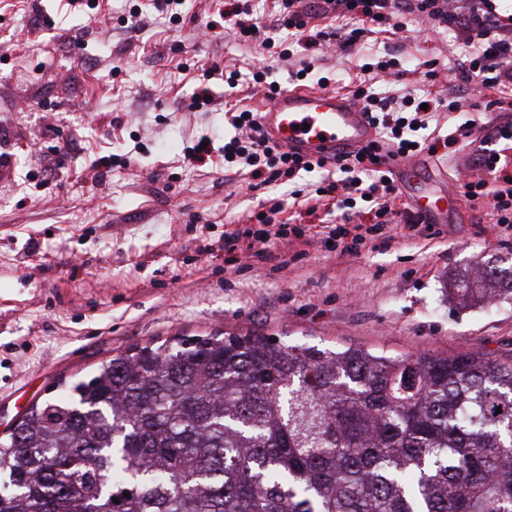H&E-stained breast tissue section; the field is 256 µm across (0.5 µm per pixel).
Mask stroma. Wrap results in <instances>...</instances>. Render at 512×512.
I'll list each match as a JSON object with an SVG mask.
<instances>
[{
  "mask_svg": "<svg viewBox=\"0 0 512 512\" xmlns=\"http://www.w3.org/2000/svg\"><path fill=\"white\" fill-rule=\"evenodd\" d=\"M222 7L182 0L172 15L157 0H0V434L112 356L224 332L512 360V301L463 309L450 293L461 276L512 267V227L489 234L486 203L463 206L430 240L400 228L389 246L356 256L315 241L307 259L277 273L259 261L240 273L225 266V231L278 192L248 189L245 174L224 182L233 134L224 113L265 98L251 77L261 49L238 40L233 18L221 19L218 39L197 36ZM133 10L146 30L122 27ZM276 38L291 53L272 61L285 89L306 63L331 90L387 92L362 66L388 47L407 68L397 92L484 102L448 71L465 54L451 32H369L353 56L309 55L284 30ZM428 60L436 79L425 76ZM215 62L239 71L236 87L206 78ZM203 88L214 103L193 108ZM203 137L211 159L190 163Z\"/></svg>",
  "mask_w": 512,
  "mask_h": 512,
  "instance_id": "35a3bbf8",
  "label": "stroma"
}]
</instances>
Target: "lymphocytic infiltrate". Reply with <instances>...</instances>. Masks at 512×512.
Masks as SVG:
<instances>
[{"instance_id":"obj_1","label":"lymphocytic infiltrate","mask_w":512,"mask_h":512,"mask_svg":"<svg viewBox=\"0 0 512 512\" xmlns=\"http://www.w3.org/2000/svg\"><path fill=\"white\" fill-rule=\"evenodd\" d=\"M279 2V13L268 24L251 19L248 5H233L240 38L268 51L276 46L273 31L285 29L298 36L304 50H333L348 56L359 52L370 25L395 34L406 31L411 21L427 29L457 30L469 48L464 60L454 64L459 77H478L481 90L500 92L488 102L496 109V116L488 122L485 136L474 141L470 150L473 172L460 182L462 195L472 203L489 202L497 223L512 224V155L499 147L503 141L512 143V17L497 15L494 0H318L312 8L304 0ZM328 15L347 20L348 31L319 29L317 19ZM353 96L379 135L340 158L303 159L281 151L262 132L256 111L247 106L231 112L228 122L235 134L224 143L227 171L248 168L257 189L319 172L321 178L313 189H295L291 196L294 202H307V214L318 215L322 247L332 248L340 257L359 254L377 240H390L397 225L432 236L431 224L399 204V188L388 162L425 152L436 154L437 143L421 138V130L427 129L441 110L457 112L463 108L461 101L448 102L438 95L380 97L359 87ZM319 201L324 204L320 210L315 207ZM361 201L370 204V217L357 210ZM310 242L308 225L285 216L283 201L274 198L267 209L225 233L224 252L233 263L249 258L274 259L283 267L302 260L304 247Z\"/></svg>"}]
</instances>
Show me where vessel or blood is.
Wrapping results in <instances>:
<instances>
[{"label":"vessel or blood","mask_w":512,"mask_h":512,"mask_svg":"<svg viewBox=\"0 0 512 512\" xmlns=\"http://www.w3.org/2000/svg\"><path fill=\"white\" fill-rule=\"evenodd\" d=\"M258 122L274 143L303 157L334 159L376 137L356 100L338 91L283 90L261 108ZM443 197L441 189L424 186L414 194L413 206L430 223L440 224L449 213Z\"/></svg>","instance_id":"b4317fda"}]
</instances>
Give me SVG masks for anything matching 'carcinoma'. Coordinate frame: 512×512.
Instances as JSON below:
<instances>
[{
	"mask_svg": "<svg viewBox=\"0 0 512 512\" xmlns=\"http://www.w3.org/2000/svg\"><path fill=\"white\" fill-rule=\"evenodd\" d=\"M485 275L459 304L512 300ZM0 512H512V363L236 333L118 355L0 439Z\"/></svg>",
	"mask_w": 512,
	"mask_h": 512,
	"instance_id": "cac0c4a2",
	"label": "carcinoma"
}]
</instances>
